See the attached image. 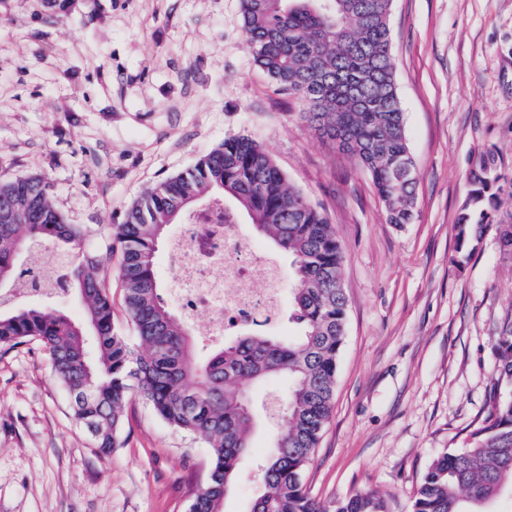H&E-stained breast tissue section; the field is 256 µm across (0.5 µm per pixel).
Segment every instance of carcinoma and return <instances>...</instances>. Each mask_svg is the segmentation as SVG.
Returning a JSON list of instances; mask_svg holds the SVG:
<instances>
[{
  "label": "carcinoma",
  "instance_id": "cac0c4a2",
  "mask_svg": "<svg viewBox=\"0 0 512 512\" xmlns=\"http://www.w3.org/2000/svg\"><path fill=\"white\" fill-rule=\"evenodd\" d=\"M393 0H241L243 35L278 90L299 98L304 117L339 142L368 172L388 222L414 218L415 179L395 82L390 15ZM502 176L493 154L478 155L455 224L457 265L479 250L496 226L503 254L512 256V224H495ZM247 215L255 231L288 256L292 268L288 339L247 322L249 330L221 345L200 343L164 302L155 256L168 225L192 223L204 208ZM91 229L71 224L40 175L0 180V279L18 284L27 260L48 250L65 261L62 277L84 302L76 319L50 303L12 304L0 296V347L38 342L55 379L72 401L74 422L104 456L119 444L129 399L137 395L170 426L203 437L211 466L204 491L189 512H223L224 498L251 448L258 419L272 413L281 426L261 464L262 492L250 512H388L375 492L323 503L303 475L332 409L347 324L339 287L342 247L323 214L287 184L263 146L248 135L224 139L217 150L144 192L110 227L122 251L119 277L138 346L114 326L112 298L101 271L110 255L82 249ZM498 364L492 410L468 436L465 449L429 466L413 512H487L512 497V312L496 336ZM285 377L287 388L267 406L247 388Z\"/></svg>",
  "mask_w": 512,
  "mask_h": 512
}]
</instances>
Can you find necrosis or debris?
<instances>
[{
    "instance_id": "necrosis-or-debris-1",
    "label": "necrosis or debris",
    "mask_w": 512,
    "mask_h": 512,
    "mask_svg": "<svg viewBox=\"0 0 512 512\" xmlns=\"http://www.w3.org/2000/svg\"><path fill=\"white\" fill-rule=\"evenodd\" d=\"M169 263L183 313L191 319L202 310L210 313L198 326L201 336L217 338L225 326L273 318L280 304L284 282L279 271L240 239L222 211L196 218L174 243ZM259 278L266 283L261 291L252 286Z\"/></svg>"
}]
</instances>
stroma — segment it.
Instances as JSON below:
<instances>
[{
  "mask_svg": "<svg viewBox=\"0 0 512 512\" xmlns=\"http://www.w3.org/2000/svg\"><path fill=\"white\" fill-rule=\"evenodd\" d=\"M0 0V179L40 175L69 223L107 228L143 192L218 149L261 143L328 219L348 318L333 408L304 474L312 495L362 490L412 512L431 462L490 410L512 259L495 230L457 268L454 224L475 152L512 179V0H393L396 83L415 160L414 221L396 226L369 175L258 66L240 0ZM111 252L112 318L134 329ZM275 426L260 423L224 512H249ZM204 439L132 397L101 455L75 424L48 354L0 352V512H188L207 482Z\"/></svg>",
  "mask_w": 512,
  "mask_h": 512,
  "instance_id": "stroma-1",
  "label": "stroma"
}]
</instances>
